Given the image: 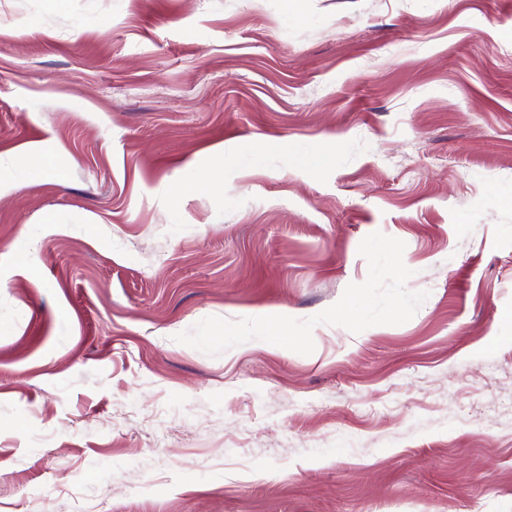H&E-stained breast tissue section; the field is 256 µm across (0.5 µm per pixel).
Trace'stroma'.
<instances>
[{
	"label": "stroma",
	"instance_id": "stroma-1",
	"mask_svg": "<svg viewBox=\"0 0 512 512\" xmlns=\"http://www.w3.org/2000/svg\"><path fill=\"white\" fill-rule=\"evenodd\" d=\"M0 25V512H512V0ZM35 157H43V149L37 142L27 144L24 155L14 150L0 153V196L34 177L35 171L27 158ZM212 153L213 164L209 171L201 174L195 170H190L183 182L184 190L194 191L202 186L212 194L223 193L224 184L221 179V171L224 166V147H217Z\"/></svg>",
	"mask_w": 512,
	"mask_h": 512
}]
</instances>
